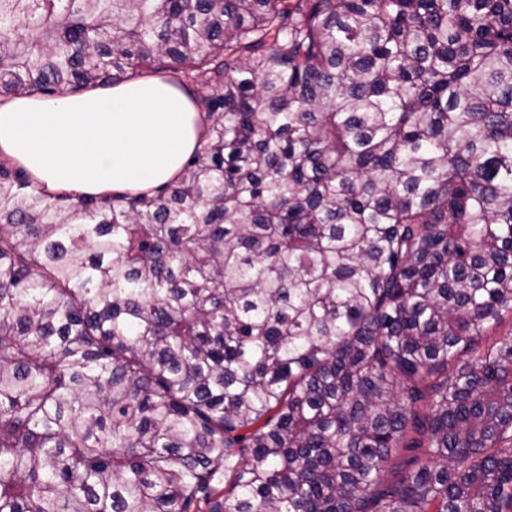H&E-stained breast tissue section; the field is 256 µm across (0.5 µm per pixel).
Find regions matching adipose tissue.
I'll return each instance as SVG.
<instances>
[{
  "instance_id": "1",
  "label": "adipose tissue",
  "mask_w": 512,
  "mask_h": 512,
  "mask_svg": "<svg viewBox=\"0 0 512 512\" xmlns=\"http://www.w3.org/2000/svg\"><path fill=\"white\" fill-rule=\"evenodd\" d=\"M202 132L191 101L160 77L0 101V157L51 195L162 190L179 177Z\"/></svg>"
}]
</instances>
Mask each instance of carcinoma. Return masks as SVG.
Returning <instances> with one entry per match:
<instances>
[{
	"label": "carcinoma",
	"mask_w": 512,
	"mask_h": 512,
	"mask_svg": "<svg viewBox=\"0 0 512 512\" xmlns=\"http://www.w3.org/2000/svg\"><path fill=\"white\" fill-rule=\"evenodd\" d=\"M142 71L157 195L0 162V512H512V0H0V96Z\"/></svg>",
	"instance_id": "obj_1"
}]
</instances>
